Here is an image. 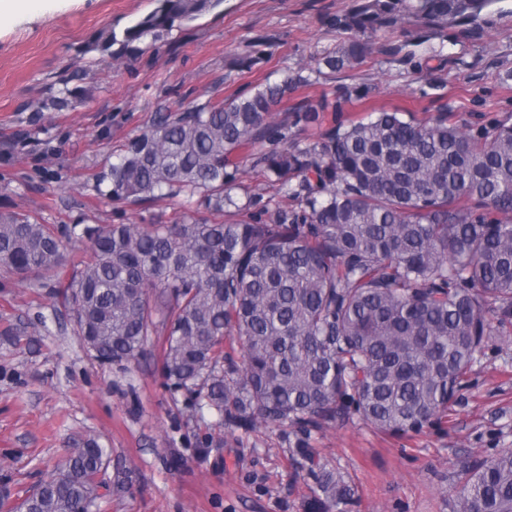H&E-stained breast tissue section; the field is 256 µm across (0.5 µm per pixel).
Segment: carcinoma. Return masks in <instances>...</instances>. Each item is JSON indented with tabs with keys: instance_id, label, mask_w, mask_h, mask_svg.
I'll return each instance as SVG.
<instances>
[{
	"instance_id": "obj_1",
	"label": "carcinoma",
	"mask_w": 512,
	"mask_h": 512,
	"mask_svg": "<svg viewBox=\"0 0 512 512\" xmlns=\"http://www.w3.org/2000/svg\"><path fill=\"white\" fill-rule=\"evenodd\" d=\"M223 3L156 0L122 35L104 29L89 49L134 53ZM495 3L356 0L329 17L339 44L322 63L350 69L381 37L387 53L410 62L406 47L454 41L456 28L487 23ZM257 47L245 42L240 67L258 64ZM77 79L64 75L60 96L36 111L77 101ZM306 82L298 74L178 116L160 112L120 149L112 200L197 194L209 216L62 233L1 212L0 269L50 279L67 244L87 238V258L61 296L91 356L125 368L158 341L167 389L231 429H288L310 461L312 434L346 416L395 435L447 417L495 324L512 318V124L474 133L443 116L406 121L381 109L290 146L293 128L328 108L304 100L291 122L270 120ZM263 144L271 149L255 154L254 167L276 192L240 206L229 193L237 159ZM259 204L269 220L249 215ZM107 465V449L82 440L19 512H96ZM310 472L314 512H348L350 482L324 466ZM450 512H512V448L463 466Z\"/></svg>"
}]
</instances>
